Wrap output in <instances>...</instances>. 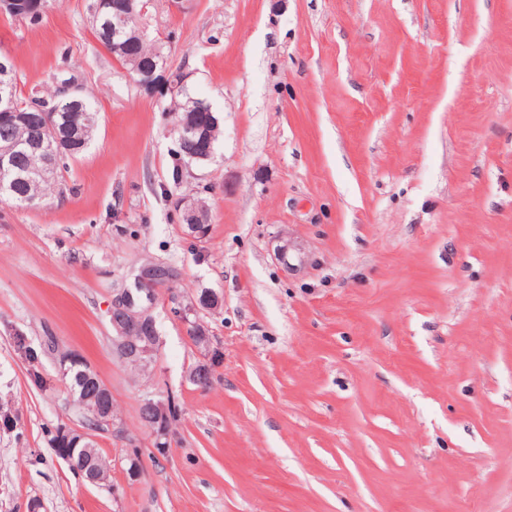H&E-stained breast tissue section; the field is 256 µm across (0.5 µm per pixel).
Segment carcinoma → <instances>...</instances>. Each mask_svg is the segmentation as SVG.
Instances as JSON below:
<instances>
[{"instance_id": "carcinoma-1", "label": "carcinoma", "mask_w": 512, "mask_h": 512, "mask_svg": "<svg viewBox=\"0 0 512 512\" xmlns=\"http://www.w3.org/2000/svg\"><path fill=\"white\" fill-rule=\"evenodd\" d=\"M138 4L125 0H93L91 11L93 28L99 42L109 51L115 53L118 60L133 71H155L166 65V58L160 49L154 47L153 41L146 37L141 29L129 22L123 25L116 18L120 11L126 14L136 11ZM14 107L20 110L21 119L0 115V147L12 148V163L7 170L0 169V203L17 207L28 206L42 201L53 189L55 181L39 177L29 178L26 172L41 166L42 155L33 150L37 144L55 149L57 154L56 169L66 164L80 151L76 150L71 136L76 135L90 140L97 122L98 111L94 99L89 94H81L77 106H58L54 95L34 94L27 99L14 93ZM201 99L192 95L183 85L171 95L167 111L178 113V126L186 129L184 135L177 139V155L184 163H198V155L206 148L216 151L220 137V123L213 108L200 109L197 104ZM57 109L54 129L46 126L42 110ZM30 367L33 383H40L38 364L42 352L29 345H18ZM63 377L68 381L71 404L76 408L88 428L99 429L85 407L83 399L89 394V366L75 355L63 357ZM189 380L195 387L207 390L214 382L213 370L202 363H197L189 374ZM71 470L81 469L83 475L93 470L101 477L107 476L108 467L99 449L87 448L85 443L73 450L68 459Z\"/></svg>"}]
</instances>
